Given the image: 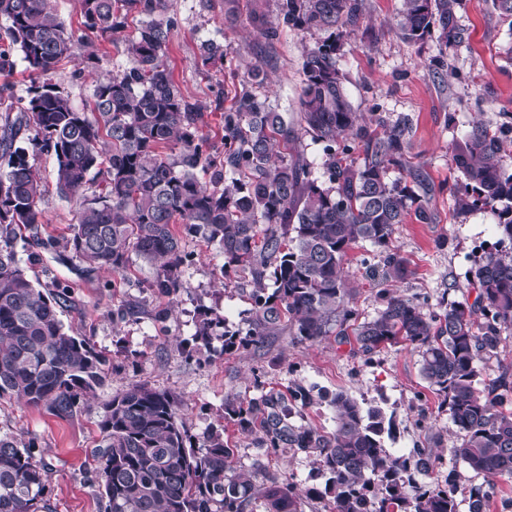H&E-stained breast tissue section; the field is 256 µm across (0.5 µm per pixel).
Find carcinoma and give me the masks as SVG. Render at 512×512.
I'll return each mask as SVG.
<instances>
[{
    "label": "carcinoma",
    "instance_id": "cac0c4a2",
    "mask_svg": "<svg viewBox=\"0 0 512 512\" xmlns=\"http://www.w3.org/2000/svg\"><path fill=\"white\" fill-rule=\"evenodd\" d=\"M83 27L102 38L123 32L138 18L130 39L131 65L94 84L92 113L77 109L48 76L75 56L82 37L68 30L49 0H0L8 23L0 44V73L18 50L31 84L26 103L8 108L0 126V398L43 406L59 418L73 415L106 377V358L89 339L66 331L58 317L64 294L39 288L15 259L14 241L39 224L42 190L28 151L17 145L35 131L32 145L54 152L57 189L66 197L100 179L99 192L79 203L66 241L84 272L120 273L136 257L155 267L149 287L174 300L186 259L180 224L224 253V270L251 277L252 318L229 331L224 315L203 309L194 341L223 350L260 349L287 329L316 342L331 334L371 355L387 345L420 352V373L461 436L457 456L486 478L512 477V375L481 379L480 362L498 356L502 333L512 327V166L502 137L474 124L454 145L465 183L458 210H489L497 217L498 245L474 272V303L454 301L426 312L412 300L384 292L383 308L363 321L353 307L345 270L360 242L386 249L383 281L400 283L409 261L390 246L399 224H433L421 174L404 163L410 148L400 119L383 132L362 124L343 86L337 59L342 40L359 23L360 0H276L288 27L323 39L303 61L298 127L249 89L224 108L219 151L202 132V113L181 93L163 57L175 22L168 0H80ZM460 0H403L396 25L417 42L438 33L440 53L469 41L458 24ZM204 66L224 62V45H200ZM16 112L10 117V112ZM322 145L316 177L297 147L300 134ZM361 162L348 160L353 151ZM207 180H202V177ZM321 399L336 412L325 432L294 423L313 404L309 390L265 393L249 401L228 398L224 418L243 432L260 425L262 443L278 451H311L331 512H458L455 472L444 482H420L436 459L422 448L387 450L393 420L378 405L338 391ZM35 443L0 432V512H45L49 473L35 458ZM105 512H246L256 498L251 480L235 472L234 449L224 431L189 434L181 402L171 393L135 384L104 406L93 452ZM302 491L288 483L262 492L265 512H300ZM488 494L470 493L468 512H487Z\"/></svg>",
    "mask_w": 512,
    "mask_h": 512
}]
</instances>
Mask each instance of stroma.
Segmentation results:
<instances>
[{"label": "stroma", "instance_id": "stroma-1", "mask_svg": "<svg viewBox=\"0 0 512 512\" xmlns=\"http://www.w3.org/2000/svg\"><path fill=\"white\" fill-rule=\"evenodd\" d=\"M53 11L68 29L83 37L85 52L97 57L94 66L82 58L64 61L50 81L68 94L73 105L91 109L97 77L123 70L129 64L124 35L104 39L83 30L79 0H51ZM402 0H363L364 18L347 37L339 53L344 87L354 108L366 120H408L412 143L407 166L420 170L431 187L429 203L436 221L414 220L397 225L392 244L409 259L412 275L397 284L398 294L424 310L441 301H474L473 273L484 247L498 239L497 219L487 210L458 214L455 197L464 177L451 159L450 144L461 139L473 121L512 140V61L503 48L512 43V24L499 17L491 0H462L459 24L468 29V45L449 51V67L434 60L436 37L418 43L405 41L395 21ZM168 14L177 25L166 51V63L182 94L203 114V130L217 134L224 107L244 88L267 97L296 122L303 81L304 54L320 36L288 28L279 19L275 0H170ZM264 15L277 35L266 39L254 18ZM224 43L223 64L196 67L202 41ZM265 82L252 85L254 68ZM42 185L38 201L42 235L56 241L70 236L77 222L75 200L59 194L54 152L30 153ZM182 290L177 300L154 294L149 283L155 269L136 260L120 274L96 271L82 276L79 261H59L52 250L18 238L16 257L34 284L63 288L59 317L66 330L89 339L108 360L107 378L68 418L50 415L15 398L0 399V431L34 440L36 456L46 465L51 512H105V501L92 466L103 406L128 385L142 383L170 392L182 403V420L190 434L200 437L220 427L235 447L237 469L250 475L257 488L271 479L289 480L299 487H322L316 456L287 450L277 454L260 447L256 435L241 433L224 419V400H244L261 394L287 392L303 386L312 392L346 391L357 400L375 401L392 415L393 437L387 446L397 453L425 448L437 459L435 479L448 471L457 475L459 512H466L472 490H490L489 512H512V477L487 482L464 466L455 450L461 439L441 399L420 375V356L409 346H388L372 355L352 352L350 345L328 336L318 342L299 341L289 332L270 337L259 350H188L198 307L219 310L232 330L249 325L252 301L248 274L223 272L219 246L202 236H185ZM382 249L360 244L349 251L346 270L355 290L354 303L362 317H373L383 305Z\"/></svg>", "mask_w": 512, "mask_h": 512}]
</instances>
